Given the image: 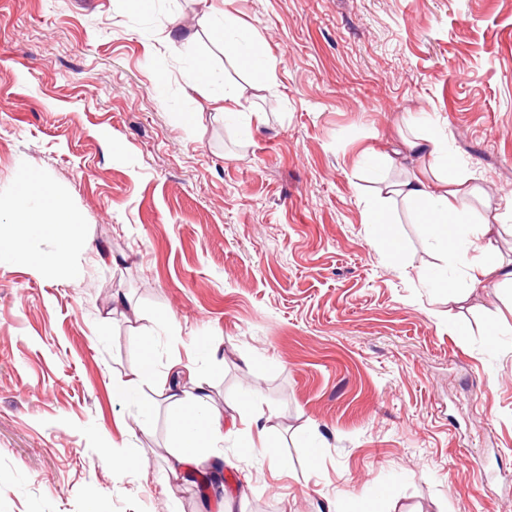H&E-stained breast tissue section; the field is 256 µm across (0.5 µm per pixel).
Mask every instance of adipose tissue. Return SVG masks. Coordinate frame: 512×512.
Wrapping results in <instances>:
<instances>
[{
    "mask_svg": "<svg viewBox=\"0 0 512 512\" xmlns=\"http://www.w3.org/2000/svg\"><path fill=\"white\" fill-rule=\"evenodd\" d=\"M30 190L40 193L44 200L42 210L28 206L24 195L11 199L7 207L14 220L0 225V248H10L15 254L34 265L63 263L80 243L82 227L69 219L62 198L55 195L38 180L28 181ZM479 193L468 177L456 176L440 185L432 184L414 175L385 183L372 204L364 209V221L369 224L376 243L390 255H397L398 245L391 233L387 204L400 199L416 208L422 223L428 224L431 234L457 264L467 273L471 287L494 288L512 283V266L488 261L494 248L489 218H475L471 200ZM54 237L58 242L55 252L34 255L27 250V239L32 233ZM159 396L175 409L171 430L176 441L178 465L171 468L169 477L180 480L187 471L205 466L207 449L221 447L227 434L222 414L211 411L208 394L203 385L193 391H184L178 383L162 382Z\"/></svg>",
    "mask_w": 512,
    "mask_h": 512,
    "instance_id": "obj_1",
    "label": "adipose tissue"
}]
</instances>
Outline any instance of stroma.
<instances>
[{
    "label": "stroma",
    "mask_w": 512,
    "mask_h": 512,
    "mask_svg": "<svg viewBox=\"0 0 512 512\" xmlns=\"http://www.w3.org/2000/svg\"><path fill=\"white\" fill-rule=\"evenodd\" d=\"M419 112L447 157L391 166ZM463 171L512 260V0H0V198L38 175L83 240L0 250V512H512V287L469 288L401 202L400 259L362 220L382 182ZM179 359L216 409L253 395L282 473L232 438L219 489L166 484ZM225 52L231 54L243 67H252L255 60L262 56V47L259 41L251 38L247 45H241L236 41L224 37ZM143 350L146 356L143 359L140 368L133 372L127 381H125V386L127 389L137 388L143 380L150 378L154 374L155 368L151 358L153 347L149 338L144 340Z\"/></svg>",
    "instance_id": "stroma-1"
}]
</instances>
